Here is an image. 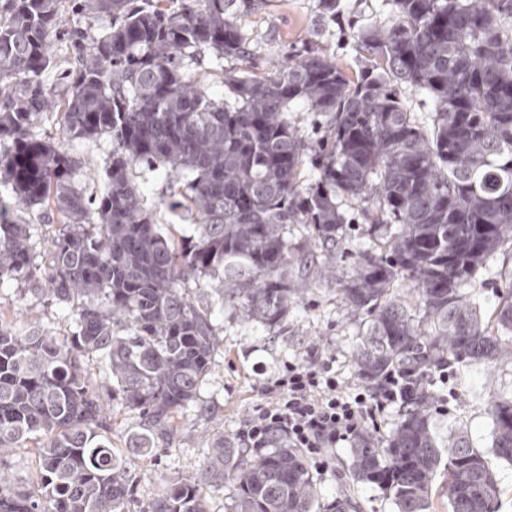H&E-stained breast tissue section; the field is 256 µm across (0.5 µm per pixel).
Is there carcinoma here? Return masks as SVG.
Segmentation results:
<instances>
[{
	"mask_svg": "<svg viewBox=\"0 0 512 512\" xmlns=\"http://www.w3.org/2000/svg\"><path fill=\"white\" fill-rule=\"evenodd\" d=\"M385 24L356 33L368 56L352 80L315 43L257 76L238 18L256 0H0V281L71 307L74 330L24 331L0 311V458L34 445V487L0 471V512H133L131 456H153L209 374L219 339L215 306L248 323L288 330L305 292L292 271L313 247L336 274L341 202L361 209L372 246L338 289L360 315L357 378L404 395L391 435L354 441L345 478L379 488L397 512H500L497 464L512 465V396L490 400L489 452L441 440L444 405L430 388L440 368L512 359V289L481 309L476 273L512 241V0H394ZM106 22L68 34L59 137L32 131L54 108L45 87L63 7ZM228 61L224 97L186 73L205 54ZM433 102L416 125L401 87ZM327 117L312 142L289 114ZM108 137L103 188L74 183L67 145ZM314 183L302 186L304 159ZM184 181L165 207L192 223L163 231L130 177L135 165ZM47 207V258L38 264L26 215ZM301 224L306 234L290 236ZM205 282L210 296L191 291ZM405 284L408 292L398 285ZM104 361L110 384L88 370ZM138 415L128 445L112 444L114 407ZM229 488L228 512H353L324 500L313 467L288 440L242 448L215 439L191 479H169L141 512H208L204 489Z\"/></svg>",
	"mask_w": 512,
	"mask_h": 512,
	"instance_id": "1",
	"label": "carcinoma"
}]
</instances>
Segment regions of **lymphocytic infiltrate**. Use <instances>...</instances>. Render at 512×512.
Masks as SVG:
<instances>
[{"label": "lymphocytic infiltrate", "mask_w": 512, "mask_h": 512, "mask_svg": "<svg viewBox=\"0 0 512 512\" xmlns=\"http://www.w3.org/2000/svg\"><path fill=\"white\" fill-rule=\"evenodd\" d=\"M333 356L314 348L265 378L262 398L241 423L237 439L250 448H267L275 436L301 449L322 470L336 464L335 448L354 441L377 416L398 400V383L383 390L343 385Z\"/></svg>", "instance_id": "lymphocytic-infiltrate-1"}]
</instances>
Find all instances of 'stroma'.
<instances>
[{
    "instance_id": "1",
    "label": "stroma",
    "mask_w": 512,
    "mask_h": 512,
    "mask_svg": "<svg viewBox=\"0 0 512 512\" xmlns=\"http://www.w3.org/2000/svg\"><path fill=\"white\" fill-rule=\"evenodd\" d=\"M394 10L393 0H339L336 16L330 19L323 15L319 0H261L258 8L240 19L251 42V70L265 73L274 61L299 52L313 40L335 57L350 79H359L364 54L356 40L357 30L389 21ZM101 27V22L90 16L64 14L53 43L57 70L46 80L54 102H62L66 95L60 74L69 70L74 61L67 42L68 31L81 28L96 33ZM69 150L78 162L77 179L87 193H96L112 153L111 140L104 137L75 141L70 143ZM342 208L349 222L336 247V270L340 273L348 270L352 257L370 245L357 204L347 201ZM321 263V253H314L312 269L300 275L299 285L306 293L290 309L286 333L244 323L227 312L213 314L220 350L196 399L180 414L177 435L170 443H159L153 457L134 460V496L140 503L154 498L161 480L195 475L216 434L236 437L241 422L261 397L262 372L281 369L287 362L300 358L306 348L316 346L335 356L336 372L342 381L351 386L357 384L350 355L360 319L341 303L336 279L318 277L315 269ZM477 279L484 284L479 302L483 310H492L497 293L512 287L511 243L499 248L478 272ZM0 307L9 310L17 322H24L30 314L61 335L68 334L73 325L68 305L44 301L13 281L0 282ZM495 372L491 382L487 381L484 369L474 367L449 375L444 382L432 377V389L448 402L446 413L436 418L440 434H447L449 427L456 426L466 433L473 446L489 448L492 421L486 404L497 394L512 392V364H497Z\"/></svg>"
}]
</instances>
